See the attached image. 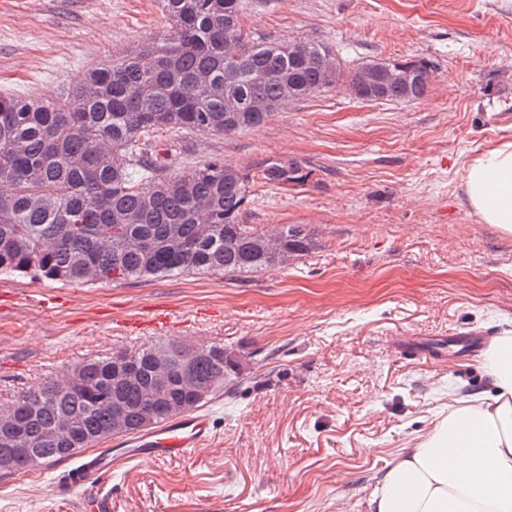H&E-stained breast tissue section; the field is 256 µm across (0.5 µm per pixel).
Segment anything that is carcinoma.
<instances>
[{
	"label": "carcinoma",
	"mask_w": 512,
	"mask_h": 512,
	"mask_svg": "<svg viewBox=\"0 0 512 512\" xmlns=\"http://www.w3.org/2000/svg\"><path fill=\"white\" fill-rule=\"evenodd\" d=\"M168 29L151 44L91 71L60 101L0 93V275L30 274L67 285L186 274L226 276L278 269L276 252L308 254L303 224L270 233L242 223L251 183L304 184L296 158L269 156L243 169L222 160L166 173L154 156L158 133L231 135L264 124L288 100L348 88L366 102L425 97L424 59H368L348 71L327 45L254 36L242 0H159ZM389 70L410 80L396 84ZM262 101L265 112L251 111ZM237 348L205 345L187 362L167 339L116 363L92 355L72 378H47L11 403L0 426L1 477L27 471L25 448L42 464L69 460L112 436L146 430L178 412L236 393L245 380ZM172 375L155 384L157 355ZM190 368L194 386L182 382ZM60 423L68 431L56 437Z\"/></svg>",
	"instance_id": "1"
}]
</instances>
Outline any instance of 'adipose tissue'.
Wrapping results in <instances>:
<instances>
[{
  "label": "adipose tissue",
  "mask_w": 512,
  "mask_h": 512,
  "mask_svg": "<svg viewBox=\"0 0 512 512\" xmlns=\"http://www.w3.org/2000/svg\"><path fill=\"white\" fill-rule=\"evenodd\" d=\"M467 202L512 234V142L486 149L464 173ZM491 390L453 398L447 414L378 479L369 512H512V332L488 347Z\"/></svg>",
  "instance_id": "1"
}]
</instances>
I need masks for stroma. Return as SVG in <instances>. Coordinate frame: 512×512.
<instances>
[{
	"label": "stroma",
	"mask_w": 512,
	"mask_h": 512,
	"mask_svg": "<svg viewBox=\"0 0 512 512\" xmlns=\"http://www.w3.org/2000/svg\"><path fill=\"white\" fill-rule=\"evenodd\" d=\"M254 35L325 43L342 66L424 58L415 102L348 88L288 102L260 128L169 131L155 152L175 175L216 158L300 160L304 186L255 184L246 223L313 230L287 266L230 278L63 285L0 277V293L53 298L0 308V403L84 357L171 336L249 353L232 400L205 410L211 443L164 462L130 460L97 482L103 512H368L388 461L434 426L448 393L487 389L486 328L512 331V236L465 202L467 164L512 142V0H244ZM158 0H0V92L54 101L88 70L153 41ZM173 309L170 334L124 321ZM65 461L0 479V512H84L59 495Z\"/></svg>",
	"instance_id": "35a3bbf8"
}]
</instances>
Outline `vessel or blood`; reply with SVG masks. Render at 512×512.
<instances>
[{
  "label": "vessel or blood",
  "mask_w": 512,
  "mask_h": 512,
  "mask_svg": "<svg viewBox=\"0 0 512 512\" xmlns=\"http://www.w3.org/2000/svg\"><path fill=\"white\" fill-rule=\"evenodd\" d=\"M213 421L197 411L180 414L153 430L123 440L118 447L100 452L65 472L59 484L64 492L83 491L86 505H94V483L109 473L116 460L162 461L204 448L211 437Z\"/></svg>",
  "instance_id": "b4317fda"
}]
</instances>
